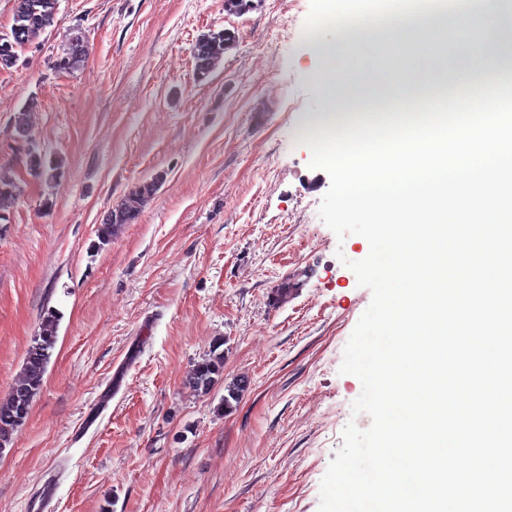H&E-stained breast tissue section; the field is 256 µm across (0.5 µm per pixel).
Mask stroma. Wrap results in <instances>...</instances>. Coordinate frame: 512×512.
Here are the masks:
<instances>
[{"mask_svg": "<svg viewBox=\"0 0 512 512\" xmlns=\"http://www.w3.org/2000/svg\"><path fill=\"white\" fill-rule=\"evenodd\" d=\"M322 0H58L53 26L0 69V168L22 192L0 224V399L19 383L45 311L61 319L30 414L0 454V512H318L362 385L340 372L371 302L319 216L305 119L326 107L306 31ZM234 30L207 81L191 48ZM80 68L54 63L73 35ZM58 165L27 170L16 113ZM161 183L103 249L95 230L142 182ZM287 297H280L284 285ZM223 339V384L184 381Z\"/></svg>", "mask_w": 512, "mask_h": 512, "instance_id": "stroma-1", "label": "stroma"}]
</instances>
